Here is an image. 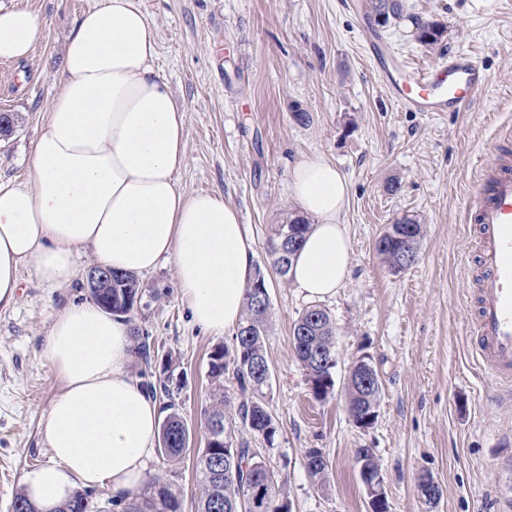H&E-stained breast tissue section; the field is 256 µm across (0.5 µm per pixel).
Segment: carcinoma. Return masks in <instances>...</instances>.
<instances>
[{
	"instance_id": "carcinoma-1",
	"label": "carcinoma",
	"mask_w": 512,
	"mask_h": 512,
	"mask_svg": "<svg viewBox=\"0 0 512 512\" xmlns=\"http://www.w3.org/2000/svg\"><path fill=\"white\" fill-rule=\"evenodd\" d=\"M366 8L375 22L385 26L399 20L404 13L403 0H367ZM445 27L435 21L416 20V39L425 47L442 43ZM312 224L305 219L287 216L280 224L271 225L269 256L275 272L281 271V256L276 250L283 234L294 232L304 242ZM422 227L410 218L388 225L375 242V250L388 267L393 268L400 255L407 252L411 262L417 261V246ZM112 287L92 291L101 306L112 305V314L130 315L139 298L140 283L132 274L112 272ZM268 290L264 274L256 272L252 285L246 291L245 315L233 336L232 345L219 346L209 354L208 376L215 385L212 404L204 410V447L195 457V470L202 493L197 512H291L289 500L262 453L251 443L236 436V430L247 429L273 442L278 429L266 405L267 377L270 366L266 355L271 308H256L254 296L258 290ZM336 326L329 312L319 305L307 307L293 325L292 346L295 356L307 377L312 395L324 399L333 391V372L336 368ZM234 381L239 402L234 411H224L229 403L224 395V378ZM380 381L370 387L358 383L346 387V402L350 417L363 419L376 415ZM165 417L161 432L167 447L160 449L171 462L184 459L188 450L186 439L191 431L179 413L172 410ZM306 469L314 483L326 481L328 463L319 448L305 452ZM152 483L157 492L148 497L136 494L124 503L123 512H178L179 499L160 478Z\"/></svg>"
}]
</instances>
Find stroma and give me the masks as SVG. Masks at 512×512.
<instances>
[{
    "mask_svg": "<svg viewBox=\"0 0 512 512\" xmlns=\"http://www.w3.org/2000/svg\"><path fill=\"white\" fill-rule=\"evenodd\" d=\"M100 0H0L44 24L30 59L0 61V113L13 117L0 137V179L27 178L38 127L57 91L75 18ZM158 30L157 69L186 111L184 192H221L256 240L271 315L268 410L278 426L264 449L292 512H367L356 451L372 449L388 512H512V391L482 376L466 335L474 298L475 227L464 200L500 130L512 129V0H404L407 16L374 32L415 66L448 51L471 52L490 84L459 112H408L390 100L356 36L360 20L343 0H140ZM443 24L435 49L416 39L413 18ZM307 121H299L298 113ZM321 156L349 180L339 221L350 239V274L322 299L336 323L335 388L314 399L292 349V327L310 300L270 265L267 241L296 204L289 171ZM421 224L418 259L395 273L375 241L389 224ZM15 305L0 311V512H12L25 470L50 464L42 423L62 383L42 355L56 315L90 296L81 282L49 288L31 265L20 270ZM130 316L150 347L130 366L158 387L204 445L201 412L210 404L208 355L231 344L195 325L174 268L141 276ZM369 356L381 392L375 423L358 428L345 403L349 367ZM328 460L324 485L305 468L306 449ZM152 474L177 493L180 512H195L201 492L192 459L154 457ZM443 490L437 505L418 479Z\"/></svg>",
    "mask_w": 512,
    "mask_h": 512,
    "instance_id": "stroma-1",
    "label": "stroma"
}]
</instances>
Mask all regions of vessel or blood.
<instances>
[{
	"label": "vessel or blood",
	"mask_w": 512,
	"mask_h": 512,
	"mask_svg": "<svg viewBox=\"0 0 512 512\" xmlns=\"http://www.w3.org/2000/svg\"><path fill=\"white\" fill-rule=\"evenodd\" d=\"M364 48L389 98L409 112H458L490 77L468 51L449 52L429 68L409 65L366 34ZM465 211L478 230L479 268L469 320L472 351L496 383L512 384V155L481 167Z\"/></svg>",
	"instance_id": "vessel-or-blood-1"
}]
</instances>
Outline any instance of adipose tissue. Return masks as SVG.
<instances>
[{
	"instance_id": "1",
	"label": "adipose tissue",
	"mask_w": 512,
	"mask_h": 512,
	"mask_svg": "<svg viewBox=\"0 0 512 512\" xmlns=\"http://www.w3.org/2000/svg\"><path fill=\"white\" fill-rule=\"evenodd\" d=\"M44 36L32 11L0 8V60L26 59ZM158 32L140 0H101L70 32L63 77L21 181H0V310L33 264L52 288L73 284L76 257L132 274L171 262L193 321L221 336L242 318L255 276V243L217 192L186 194L185 112L157 68ZM290 189L315 224L291 278L311 299L347 279L350 242L338 218L351 187L333 162L298 161ZM132 326L93 300L66 305L43 355L62 382L42 425L53 462L21 486L39 512L80 487L116 499L144 489L159 439L158 400L128 372Z\"/></svg>"
}]
</instances>
